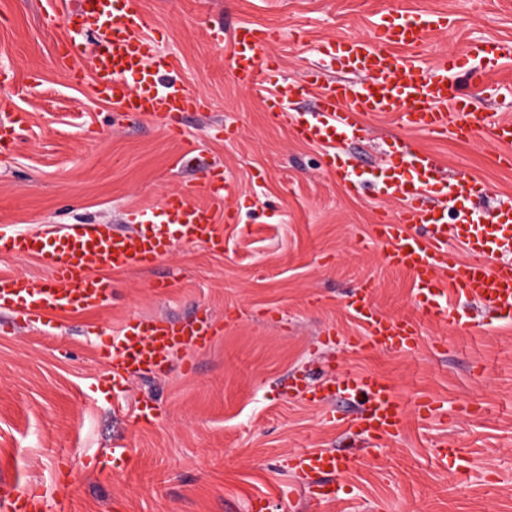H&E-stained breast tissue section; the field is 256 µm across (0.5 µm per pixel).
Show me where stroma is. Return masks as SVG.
<instances>
[{
    "label": "stroma",
    "mask_w": 512,
    "mask_h": 512,
    "mask_svg": "<svg viewBox=\"0 0 512 512\" xmlns=\"http://www.w3.org/2000/svg\"><path fill=\"white\" fill-rule=\"evenodd\" d=\"M76 0H0V116L27 120L12 151L0 156V236L54 232L69 224L127 229V214L158 207L181 186L212 170L231 194L215 202L232 210L224 247L179 245L145 269L108 271L112 298L90 311L52 312L31 325L0 331V484L45 486L62 494L67 512H251L267 496L268 512H512V322L462 305L455 323L420 318L410 351H350L345 337L363 328L345 297L364 280L377 283L381 313L412 316V279L388 268L372 226L378 214L397 220L400 206L374 187L350 193L322 167V150L296 141L267 115L258 91L230 75V36L251 24L270 29L284 83L313 67L326 80L316 47L324 39L371 36L389 9L445 10L447 31L432 36L417 63L462 59L470 42L512 44V0H145L149 31L176 55L179 76L205 102L187 113L186 138L202 147L182 167L180 148L156 124L114 115L90 81L72 82L58 65L62 14ZM225 36H211L214 28ZM366 140L348 150L379 169L400 136L394 117H371ZM237 130L224 139L222 126ZM437 154L447 174L467 173L488 188L490 210L512 200V166L493 163L492 137L472 142L410 133ZM129 317H208L209 347H188L162 376L108 389L100 355ZM388 378L405 406L401 438L369 448L336 478L340 493L323 505L288 497L290 454L343 452L354 439L328 418L333 406L308 405L292 377L324 378L332 361ZM431 397L440 415L420 418ZM155 408L138 426L139 406ZM454 440L467 468L450 476L437 445ZM128 448L131 462L109 455Z\"/></svg>",
    "instance_id": "stroma-1"
}]
</instances>
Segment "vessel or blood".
Here are the masks:
<instances>
[{
  "label": "vessel or blood",
  "mask_w": 512,
  "mask_h": 512,
  "mask_svg": "<svg viewBox=\"0 0 512 512\" xmlns=\"http://www.w3.org/2000/svg\"><path fill=\"white\" fill-rule=\"evenodd\" d=\"M73 21L65 39L66 58L62 69L77 78L80 57L76 45L80 33L94 36L92 58L93 90L114 111L149 120L168 136L181 137L184 113L198 110L202 98L191 91L176 73L177 56L162 52L148 33L142 0H77ZM447 23L445 16L420 13L396 15L380 22L372 38L328 40L319 54L363 73L365 80L354 86L346 82H323L319 72H308L292 93L318 89L314 112L290 111L283 98L265 99L274 120L285 123L295 138L323 150L326 170L346 190L356 191L365 175L351 163L344 145L366 134L365 120L395 114L401 127L411 132L454 136L468 140L491 132L503 146L512 145V120L491 121L474 107L468 93L449 81L453 61H442L430 70L418 69L414 55L429 36ZM271 42L261 29L243 25L234 35L231 73L238 82L263 87L278 82L280 64L262 50ZM437 157L395 139L389 159L377 179L384 195L401 206L398 220L379 218L373 226L383 245L386 264L407 270L414 281V305L435 321H456L459 314L452 298L480 301L500 320L512 321V263L492 264L497 252H512V206L491 216L469 214L477 186L470 176L457 174L441 180ZM230 187L225 176H208L204 182L186 185L168 194L159 210L139 209L134 219L137 233L116 235L103 224H72L55 236L18 233L5 242L16 256L39 258L50 277L41 280L23 275L0 276V308L18 320L39 321L46 311L102 307L111 293L105 278L108 269H137L153 265L179 243L218 245L220 223H233V211L216 215L212 207L196 203L198 195L220 197ZM457 211L458 225L448 226V208ZM463 246L464 258L448 250L449 238ZM376 285L366 282L345 298L346 308L364 326L362 335L347 341L352 350L375 348L383 351L409 350L416 346L419 331L414 320L390 317L372 303ZM212 335L208 322H172L140 317L128 318L119 334L102 350L112 367L113 387L144 373L164 374L170 358L184 346L201 347ZM293 392L309 404H322L341 392L362 396L354 415L338 416L346 433L378 445L401 436L403 407L393 386L374 374L337 371L327 384L309 388L293 385ZM356 453L336 455L325 449L303 450L287 459L294 476L293 491L317 503L336 498L329 484H310L313 475L347 471L357 461ZM60 496L44 491L0 494V512H65Z\"/></svg>",
  "instance_id": "vessel-or-blood-1"
}]
</instances>
